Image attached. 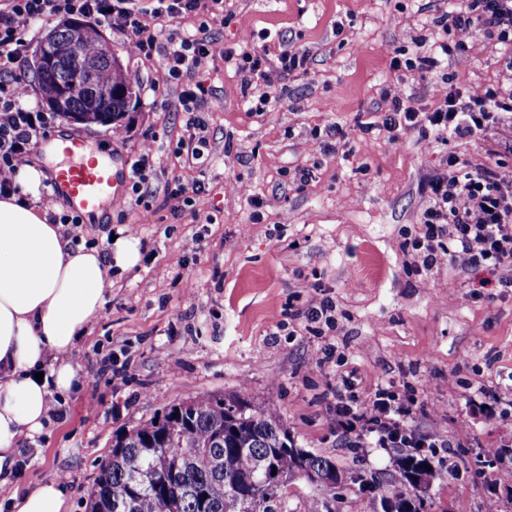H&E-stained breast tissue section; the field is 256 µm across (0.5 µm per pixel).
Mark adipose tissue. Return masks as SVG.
Returning a JSON list of instances; mask_svg holds the SVG:
<instances>
[{
    "label": "adipose tissue",
    "instance_id": "obj_1",
    "mask_svg": "<svg viewBox=\"0 0 512 512\" xmlns=\"http://www.w3.org/2000/svg\"><path fill=\"white\" fill-rule=\"evenodd\" d=\"M41 177L25 166L19 194L0 196V469L22 439L42 433L52 397L79 390L78 371L62 355L103 309L109 280L103 254L73 245L27 201Z\"/></svg>",
    "mask_w": 512,
    "mask_h": 512
}]
</instances>
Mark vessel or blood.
Returning a JSON list of instances; mask_svg holds the SVG:
<instances>
[{
	"instance_id": "vessel-or-blood-1",
	"label": "vessel or blood",
	"mask_w": 512,
	"mask_h": 512,
	"mask_svg": "<svg viewBox=\"0 0 512 512\" xmlns=\"http://www.w3.org/2000/svg\"><path fill=\"white\" fill-rule=\"evenodd\" d=\"M119 181L106 164H87L81 161L65 166L54 173L55 193L66 197L78 212L98 210L110 188Z\"/></svg>"
}]
</instances>
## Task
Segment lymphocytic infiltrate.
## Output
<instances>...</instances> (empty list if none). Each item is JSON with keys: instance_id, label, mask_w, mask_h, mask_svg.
<instances>
[{"instance_id": "lymphocytic-infiltrate-1", "label": "lymphocytic infiltrate", "mask_w": 512, "mask_h": 512, "mask_svg": "<svg viewBox=\"0 0 512 512\" xmlns=\"http://www.w3.org/2000/svg\"><path fill=\"white\" fill-rule=\"evenodd\" d=\"M72 16L90 22H107L134 41L143 59L162 55L163 74L153 92L180 86V100L187 116L178 153L200 159L208 143L207 127L200 116L205 86L192 75L212 55V21L223 18L224 0H0V195L17 191L15 175L31 148L43 138L55 117L29 104L24 65L31 46L30 32L40 21ZM194 17V32H181L179 19ZM444 31L437 39L421 38L413 49L396 51L390 61L398 72L436 70L453 54L447 31L473 27L504 47L500 63L512 72V0H457L438 20ZM224 63L263 77L270 62L287 74L306 70V53L271 44H246L222 52ZM512 112V85L487 89L482 100L465 99L459 86H451L443 105L426 111L412 98H394L377 123L361 124L362 133L380 127L391 132L420 130L435 136L468 138L486 131L498 114ZM429 204L422 213L423 232L411 242L431 267L438 254L462 259L471 268L499 271L500 287L512 288V172L500 160L474 166L453 155L446 174L429 180ZM410 409L396 402L386 389H378L360 409L339 402L337 425L342 433L360 432L376 445L389 448H433L436 436H418L408 427Z\"/></svg>"}]
</instances>
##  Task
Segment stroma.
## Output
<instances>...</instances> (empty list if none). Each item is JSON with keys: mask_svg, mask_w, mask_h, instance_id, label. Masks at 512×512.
Masks as SVG:
<instances>
[{"mask_svg": "<svg viewBox=\"0 0 512 512\" xmlns=\"http://www.w3.org/2000/svg\"><path fill=\"white\" fill-rule=\"evenodd\" d=\"M229 7L231 20L211 26L214 51L266 32L306 51L309 70L288 75L273 64L257 79L219 60L206 63L197 77L211 89L203 108L209 144L192 163L175 152L185 121L177 89L152 90L162 58L144 61L131 40L107 23L96 26L134 86L130 108L113 126L58 119L53 127L116 163L151 153L154 175L142 187L150 206H135L127 188L104 204V221L77 229V244L104 250L116 238L137 261L113 256L106 303L66 355L83 387L0 472V512H14L13 495L52 481L64 492L65 512H86L115 434L201 394L269 408L298 447L345 471L332 492L289 480L280 491L283 512H305L313 500L320 512H374L377 500L361 480L394 473L401 451L340 436L336 389L346 378L360 402L381 385L413 399L418 435L470 432L458 447L434 449L435 467L458 469L424 489L428 512H485L491 499L512 512L500 463L480 479L463 470L479 447L495 445L499 428L512 427L511 406L497 405L490 417L470 401L478 385L512 386V288L499 287L489 268L444 255L424 267L410 246L429 180L447 172L450 154L477 165L512 145V114L463 140L359 129L395 96L431 110L450 84L477 100L508 83L499 44L455 28L449 39L465 52L440 72L400 76L389 69L394 50L428 34L448 0H230ZM262 96L264 111L246 110V99ZM337 125L347 135L342 146ZM299 167L311 181H295ZM195 183L194 206L170 197L176 185ZM325 299L335 306L332 326L316 333L289 319V311ZM327 348L331 362L317 366ZM106 358L113 369L103 373Z\"/></svg>", "mask_w": 512, "mask_h": 512, "instance_id": "35a3bbf8", "label": "stroma"}]
</instances>
